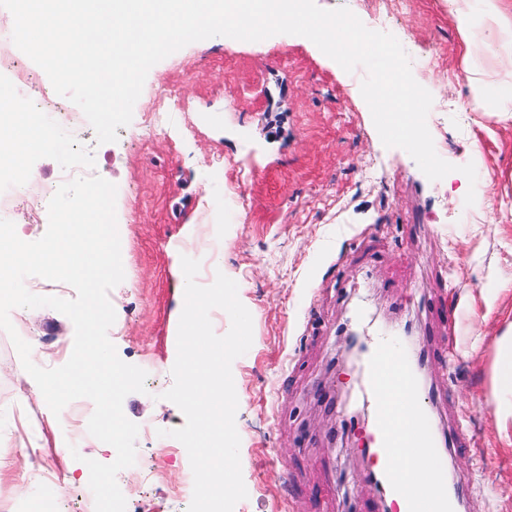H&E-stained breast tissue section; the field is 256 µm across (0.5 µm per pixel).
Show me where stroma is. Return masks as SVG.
<instances>
[{
    "label": "stroma",
    "mask_w": 512,
    "mask_h": 512,
    "mask_svg": "<svg viewBox=\"0 0 512 512\" xmlns=\"http://www.w3.org/2000/svg\"><path fill=\"white\" fill-rule=\"evenodd\" d=\"M348 7L372 30L394 35L415 80L443 104L429 113L434 147L456 167L429 180L403 149L385 147L360 91L364 67L345 72L309 39L278 34L258 42L217 36L186 45L149 71L113 143H98L87 119L71 127L74 103L51 126L45 152L26 168L33 192L65 173L100 176L117 187L125 278L109 293L108 331L119 357L147 369L146 390L128 395L136 463L121 470L126 512H187V451L168 432L185 418L163 394L173 384V324L184 304L182 257L200 261L198 284L222 273L238 284L252 316L250 349L232 364L236 428L246 499L234 512H380L362 479L372 458L368 426L342 424L354 410L359 372L334 365L340 330L366 301L376 321L401 325L424 350L423 394L431 418L455 447L449 483L463 482L459 512H512V447L499 443L490 368L505 325L483 316L492 278L512 279V121L490 113L512 71L497 49L465 51L446 0H316ZM387 21H379V14ZM433 56L432 65L424 57ZM485 74V110L468 87ZM182 102L167 131L149 129L162 94ZM474 164L470 184L459 173ZM245 204L226 213L236 189ZM475 202L461 211L467 192ZM5 219L32 242L48 212L16 198ZM10 319L33 341L35 364L70 358L74 325L58 311L16 308ZM9 337L0 330V512L52 496L61 512H95L86 458L116 452L87 430L91 400L61 416L70 447L55 448L48 409L37 399ZM33 448L30 465L18 452Z\"/></svg>",
    "instance_id": "stroma-1"
}]
</instances>
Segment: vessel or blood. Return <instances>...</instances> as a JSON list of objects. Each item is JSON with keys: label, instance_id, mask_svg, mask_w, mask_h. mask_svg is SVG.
<instances>
[{"label": "vessel or blood", "instance_id": "obj_1", "mask_svg": "<svg viewBox=\"0 0 512 512\" xmlns=\"http://www.w3.org/2000/svg\"><path fill=\"white\" fill-rule=\"evenodd\" d=\"M425 356L403 343L402 329L374 337L360 366V398L372 423L373 474L383 505L395 512H453L459 491L447 480L420 485L419 464L445 472V442L429 423L419 376Z\"/></svg>", "mask_w": 512, "mask_h": 512}]
</instances>
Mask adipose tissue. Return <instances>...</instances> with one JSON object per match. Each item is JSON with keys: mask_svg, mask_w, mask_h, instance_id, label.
<instances>
[{"mask_svg": "<svg viewBox=\"0 0 512 512\" xmlns=\"http://www.w3.org/2000/svg\"><path fill=\"white\" fill-rule=\"evenodd\" d=\"M448 14L465 46L502 47L512 67V0H447ZM49 132L36 113L21 109L10 87L0 84V168H19L26 156L46 150ZM492 388L498 439L512 446V323L496 342Z\"/></svg>", "mask_w": 512, "mask_h": 512, "instance_id": "obj_1", "label": "adipose tissue"}]
</instances>
